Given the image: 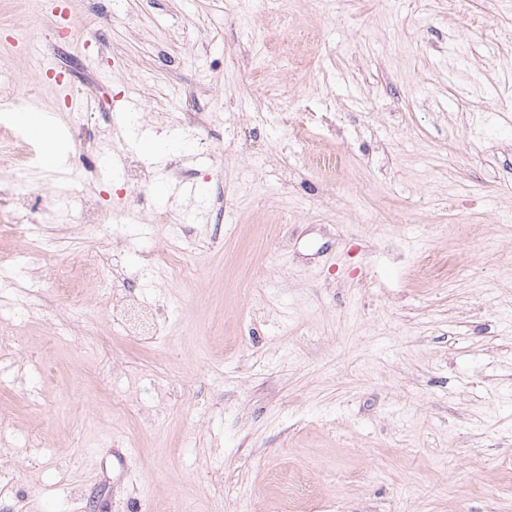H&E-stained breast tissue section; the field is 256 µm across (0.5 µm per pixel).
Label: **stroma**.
Listing matches in <instances>:
<instances>
[{
    "instance_id": "stroma-1",
    "label": "stroma",
    "mask_w": 512,
    "mask_h": 512,
    "mask_svg": "<svg viewBox=\"0 0 512 512\" xmlns=\"http://www.w3.org/2000/svg\"><path fill=\"white\" fill-rule=\"evenodd\" d=\"M80 38L52 47L41 0L0 37V84L65 128L69 88L127 94L112 154L151 176L179 166L204 190L129 206L116 176H55L75 199L110 189L105 224L127 246L106 266L168 312L151 343L108 321L106 284L56 267L79 252L56 217L36 272L0 240V307L26 302L12 337L17 388L0 391V512H512V0H68ZM98 39L84 44L82 36ZM205 106L211 138L165 112ZM300 113L323 155L288 139ZM182 139L147 154L139 140ZM228 214L215 226L214 202ZM200 251L192 280L148 259ZM463 274L423 279L426 255ZM305 475L295 500L280 481Z\"/></svg>"
}]
</instances>
